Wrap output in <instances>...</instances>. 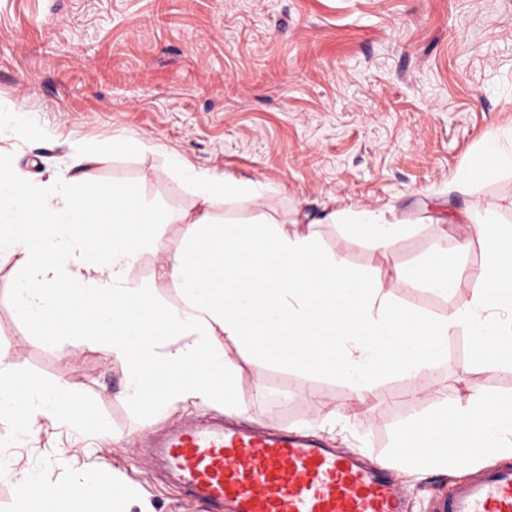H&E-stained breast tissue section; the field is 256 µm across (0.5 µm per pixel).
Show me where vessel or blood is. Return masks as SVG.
I'll return each mask as SVG.
<instances>
[{
    "label": "vessel or blood",
    "instance_id": "obj_1",
    "mask_svg": "<svg viewBox=\"0 0 512 512\" xmlns=\"http://www.w3.org/2000/svg\"><path fill=\"white\" fill-rule=\"evenodd\" d=\"M148 449L199 512H409L387 462L290 427L253 431L204 415L154 433ZM434 512H512V461L454 483Z\"/></svg>",
    "mask_w": 512,
    "mask_h": 512
}]
</instances>
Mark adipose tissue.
Masks as SVG:
<instances>
[{"label": "adipose tissue", "mask_w": 512, "mask_h": 512, "mask_svg": "<svg viewBox=\"0 0 512 512\" xmlns=\"http://www.w3.org/2000/svg\"><path fill=\"white\" fill-rule=\"evenodd\" d=\"M195 192L181 245L167 253L177 305L158 304L128 271L141 249L159 243L165 219L128 184L104 186L90 173L58 168L24 175L0 158V252L18 255L10 300L39 336H79L125 367L124 400L142 406L195 399L237 415L239 378L225 341L306 372L343 379L363 407L381 373L414 375L433 366L451 332L478 336L477 359L512 367V226L488 221L479 284L470 305L439 319L388 302L382 282L351 271L339 255L323 254L313 235L288 234L256 219L219 221L214 206L233 195L261 200L266 186L230 180L172 157ZM512 169V130L489 136L462 177L485 184ZM347 235L377 248L393 246L402 224L372 210L342 215ZM402 277L447 292L461 272L439 249L401 269ZM18 436L39 419L105 429L94 406L65 382L48 386L16 375L0 351V415ZM413 470L462 466L483 451H512V405L475 395L449 412L423 419L405 438ZM15 512H131L137 491L107 466L77 472L65 491L29 472L17 480Z\"/></svg>", "instance_id": "ef3b65f1"}]
</instances>
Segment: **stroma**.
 Wrapping results in <instances>:
<instances>
[{
	"instance_id": "stroma-1",
	"label": "stroma",
	"mask_w": 512,
	"mask_h": 512,
	"mask_svg": "<svg viewBox=\"0 0 512 512\" xmlns=\"http://www.w3.org/2000/svg\"><path fill=\"white\" fill-rule=\"evenodd\" d=\"M0 107L30 113L38 141L0 132V155L22 173L74 167L126 182L168 217L164 243H181L196 210L168 158L269 185L261 204L230 199V221L262 212L288 231L311 230L320 248L379 277L389 301L428 318L469 306L476 280L436 294L401 277L436 247L478 268L482 219L512 225V170L470 185L461 173L489 133L512 128V0H0ZM124 135L130 152L87 163L81 140ZM373 209L403 224L380 251L346 237L326 214ZM17 256L0 254V349L15 372L70 383L109 424L99 431L40 420L16 436L0 416V512H13L15 469L64 485L108 463L149 512H195L139 452L164 424L206 413L188 400L146 413L119 400L124 366L77 336L34 335L7 292ZM163 254L145 249L129 272L163 304L177 291ZM225 352L240 373L239 424L289 425L328 445L387 461L411 512L466 470H405L399 432L475 393L512 397V369L482 365L469 331L414 376L377 379L367 404L349 406L337 378L260 356Z\"/></svg>"
}]
</instances>
